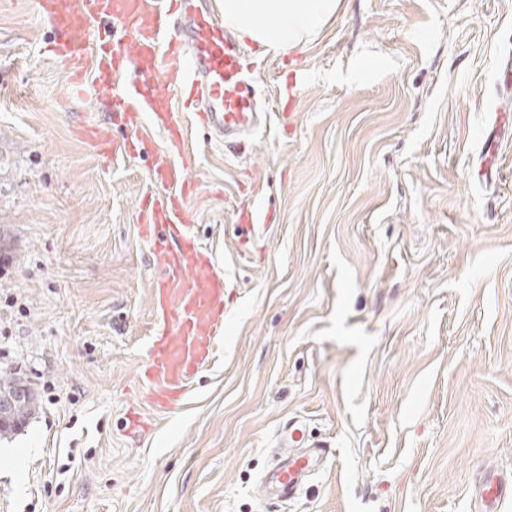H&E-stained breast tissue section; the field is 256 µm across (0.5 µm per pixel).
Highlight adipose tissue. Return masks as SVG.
<instances>
[{"mask_svg": "<svg viewBox=\"0 0 512 512\" xmlns=\"http://www.w3.org/2000/svg\"><path fill=\"white\" fill-rule=\"evenodd\" d=\"M340 0H221L228 25L260 46L291 50L318 34L336 15Z\"/></svg>", "mask_w": 512, "mask_h": 512, "instance_id": "adipose-tissue-1", "label": "adipose tissue"}]
</instances>
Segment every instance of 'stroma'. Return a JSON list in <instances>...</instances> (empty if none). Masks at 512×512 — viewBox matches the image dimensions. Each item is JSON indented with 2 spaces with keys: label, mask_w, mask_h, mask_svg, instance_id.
Here are the masks:
<instances>
[{
  "label": "stroma",
  "mask_w": 512,
  "mask_h": 512,
  "mask_svg": "<svg viewBox=\"0 0 512 512\" xmlns=\"http://www.w3.org/2000/svg\"><path fill=\"white\" fill-rule=\"evenodd\" d=\"M54 37L35 0H0V371L37 397L0 440V512H478L480 477L512 483V0H342L307 45L243 40L266 125L229 149L184 113L174 158L224 332L141 435L151 157L102 162L75 130L170 145L94 83L65 95ZM293 418L330 453L282 501L260 481Z\"/></svg>",
  "instance_id": "stroma-1"
}]
</instances>
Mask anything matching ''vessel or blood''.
I'll list each match as a JSON object with an SVG mask.
<instances>
[{
	"mask_svg": "<svg viewBox=\"0 0 512 512\" xmlns=\"http://www.w3.org/2000/svg\"><path fill=\"white\" fill-rule=\"evenodd\" d=\"M58 32L51 50L63 65L65 91L85 86L95 72L108 103L129 128L144 113L160 118L171 142L185 148L177 100L187 96L197 121L218 142L257 123L259 87L252 79L240 40L224 23L216 0H37ZM134 81H123L128 71ZM79 134L105 157L115 147L95 122ZM152 175L160 191L141 203L139 236L159 271L154 284V333L137 372L139 394L155 409L181 401L189 378L208 360L223 326L224 275L191 233L188 188L167 153H156ZM290 453L270 474L277 496L292 498L323 453L308 444L296 420L282 430ZM477 492L496 506L512 490L498 478H479Z\"/></svg>",
	"mask_w": 512,
	"mask_h": 512,
	"instance_id": "b4317fda",
	"label": "vessel or blood"
}]
</instances>
